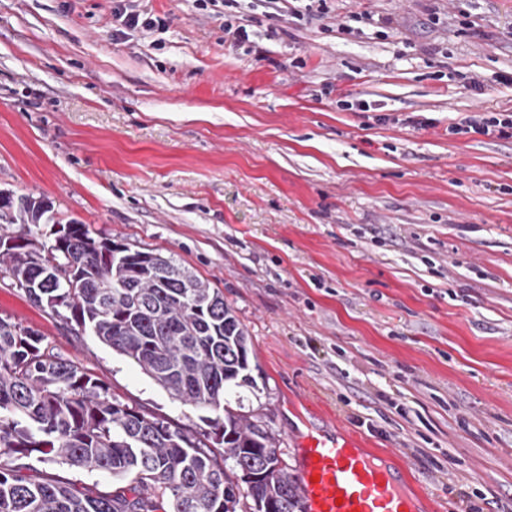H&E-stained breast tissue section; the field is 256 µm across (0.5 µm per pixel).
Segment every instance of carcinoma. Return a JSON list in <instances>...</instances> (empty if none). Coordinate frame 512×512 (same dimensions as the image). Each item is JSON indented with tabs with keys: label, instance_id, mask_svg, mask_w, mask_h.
I'll use <instances>...</instances> for the list:
<instances>
[{
	"label": "carcinoma",
	"instance_id": "1",
	"mask_svg": "<svg viewBox=\"0 0 512 512\" xmlns=\"http://www.w3.org/2000/svg\"><path fill=\"white\" fill-rule=\"evenodd\" d=\"M41 218L33 198L21 219L0 214L20 224L0 235V274L209 415L202 417L207 429L194 435L122 404L102 382L43 348L40 333L0 319V512H262L267 505L303 512L279 438L232 399L257 381L248 328L224 293L171 255L133 250L85 224L63 225L54 246L36 244L26 225ZM56 252L64 264H78L76 281L56 275ZM35 452L109 472L117 485L93 494L33 479L24 471Z\"/></svg>",
	"mask_w": 512,
	"mask_h": 512
}]
</instances>
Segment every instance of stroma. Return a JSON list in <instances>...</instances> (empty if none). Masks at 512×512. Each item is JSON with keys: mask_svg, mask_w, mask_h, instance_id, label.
<instances>
[{"mask_svg": "<svg viewBox=\"0 0 512 512\" xmlns=\"http://www.w3.org/2000/svg\"><path fill=\"white\" fill-rule=\"evenodd\" d=\"M112 6L0 0V190L49 201L31 238L75 220L220 288L287 467L299 434L339 429L393 454L426 512H512V137L448 132L512 113V0H139L167 27L123 38ZM0 318L200 430L4 275Z\"/></svg>", "mask_w": 512, "mask_h": 512, "instance_id": "35a3bbf8", "label": "stroma"}]
</instances>
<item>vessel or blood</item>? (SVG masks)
<instances>
[{
  "label": "vessel or blood",
  "instance_id": "obj_1",
  "mask_svg": "<svg viewBox=\"0 0 512 512\" xmlns=\"http://www.w3.org/2000/svg\"><path fill=\"white\" fill-rule=\"evenodd\" d=\"M295 477L304 512H423L405 467L343 433L299 439Z\"/></svg>",
  "mask_w": 512,
  "mask_h": 512
}]
</instances>
